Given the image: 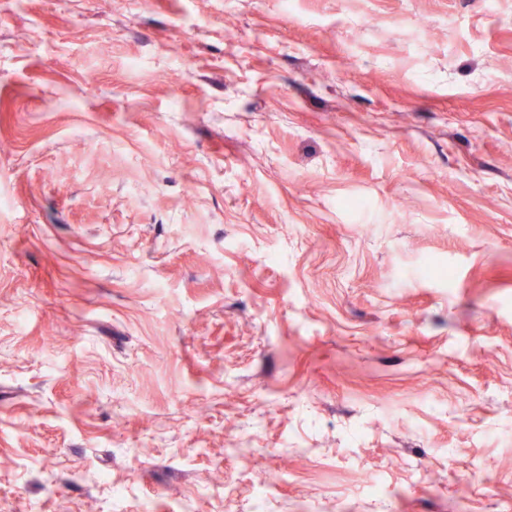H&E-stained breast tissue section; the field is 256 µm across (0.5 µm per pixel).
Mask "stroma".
<instances>
[{"label":"stroma","instance_id":"obj_1","mask_svg":"<svg viewBox=\"0 0 512 512\" xmlns=\"http://www.w3.org/2000/svg\"><path fill=\"white\" fill-rule=\"evenodd\" d=\"M0 141V512H512V0H0Z\"/></svg>","mask_w":512,"mask_h":512}]
</instances>
